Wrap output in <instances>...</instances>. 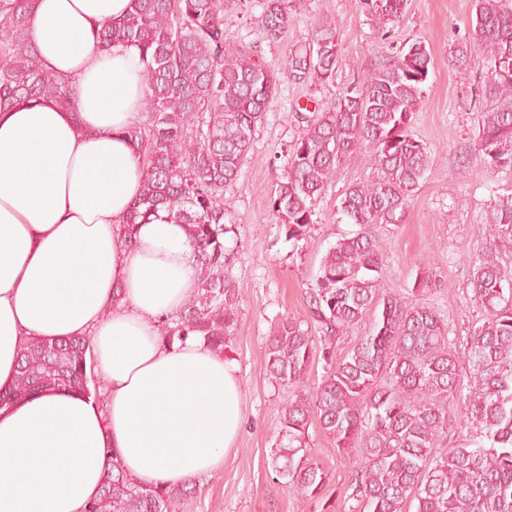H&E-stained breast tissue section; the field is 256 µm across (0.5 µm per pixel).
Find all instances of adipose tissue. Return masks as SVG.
Instances as JSON below:
<instances>
[{
  "mask_svg": "<svg viewBox=\"0 0 512 512\" xmlns=\"http://www.w3.org/2000/svg\"><path fill=\"white\" fill-rule=\"evenodd\" d=\"M131 3L33 0L38 62L75 108L0 111V389L32 338H88L107 383L102 401L57 389L0 409V512H84L112 450L139 481L183 484L215 470L242 427L233 361L160 337L196 288L187 236L163 220L130 245L120 233L141 190L124 131L142 119L144 66L135 46L101 50L98 32Z\"/></svg>",
  "mask_w": 512,
  "mask_h": 512,
  "instance_id": "obj_1",
  "label": "adipose tissue"
}]
</instances>
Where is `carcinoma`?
<instances>
[{"label": "carcinoma", "instance_id": "1", "mask_svg": "<svg viewBox=\"0 0 512 512\" xmlns=\"http://www.w3.org/2000/svg\"><path fill=\"white\" fill-rule=\"evenodd\" d=\"M235 0H132L120 23H107L99 46L131 44L145 65V121L124 130L143 168L141 193L123 228L132 244L136 226L166 213L188 237L200 268L196 290L164 321L163 340L189 337L223 353L237 324L238 294L225 269L230 256L224 190L234 183L280 76L254 52L224 39V12ZM380 39L391 37L408 0H361ZM31 0H0V108L44 99L70 109L72 86L43 70L28 34ZM293 0H263L261 25L270 41L286 33ZM475 19L450 48L454 65L468 67L473 50L490 52L475 153L491 169H512V5L474 0ZM341 63L336 27H318L308 45L288 55V73L327 87ZM434 60L415 40L379 56L374 66L339 90L333 103L300 117L287 148L271 209L288 240L306 239L316 204L350 154L369 151L368 180L351 184L338 213L360 230L336 241L308 288L314 330L283 320L265 348L267 371L292 389L282 407L281 436L270 466L295 498L327 508L331 477L308 456L316 417L339 453L357 452L348 512H512V265L500 243L512 241V193L488 206L486 247L472 262L473 297L484 311L467 337L469 393L458 419L462 369L445 324L432 307L380 288L383 246L375 224H399L431 166L428 148L411 133L425 102ZM375 316L366 333L314 388L305 387L313 358L333 355L335 340ZM90 347L84 338L24 343L0 407L42 391L70 389L96 397ZM460 425L456 443L448 429ZM192 493L158 488L128 475L112 454L100 491L86 512H179Z\"/></svg>", "mask_w": 512, "mask_h": 512}]
</instances>
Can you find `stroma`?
Segmentation results:
<instances>
[{
	"label": "stroma",
	"instance_id": "stroma-1",
	"mask_svg": "<svg viewBox=\"0 0 512 512\" xmlns=\"http://www.w3.org/2000/svg\"><path fill=\"white\" fill-rule=\"evenodd\" d=\"M261 0H236L224 15L228 41L255 50L282 75L267 106L238 179L224 193V221L237 234L227 239L228 273L239 290L237 326L226 350L234 361L241 387L243 428L222 465L197 481V492L180 512H302L269 467L281 428L286 387L270 379L266 343L287 318L308 321L306 290L328 248L353 232L336 212L343 191L367 180L372 170L364 156L343 160L316 206L317 221L307 239L288 241L284 226L270 209V198L283 173V155L292 141L299 108L330 103L338 91L362 75L375 60L378 38L360 0H297L283 39L265 40L258 27ZM474 0H408L392 30L391 42L420 40L432 52L434 68L426 102L412 132L432 155V165L400 224H378L374 235L386 245L384 293L411 299L417 276L431 279L421 303L435 307L448 327L458 359L466 357V338L480 322L482 310L473 297V261L486 244L484 213L492 198L512 191V170H490L475 158L480 104L476 87L486 77V51L477 64L460 69L448 60L450 45L464 38ZM335 24L341 65L333 84L320 87L285 76L291 48L303 45L320 23ZM309 453L331 476V506H342L350 492L354 465L332 449L317 419L309 421Z\"/></svg>",
	"mask_w": 512,
	"mask_h": 512
}]
</instances>
